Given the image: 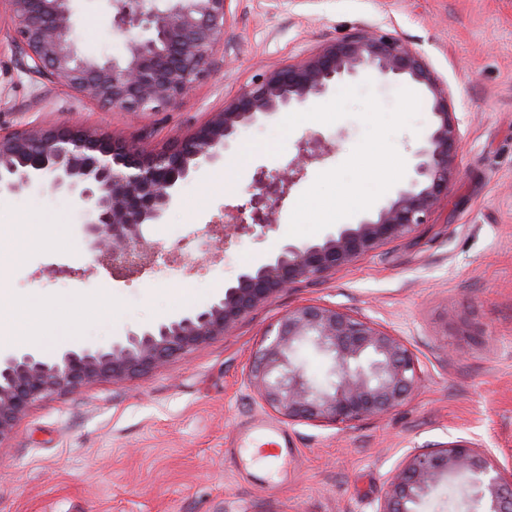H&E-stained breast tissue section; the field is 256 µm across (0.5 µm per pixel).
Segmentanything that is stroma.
I'll return each mask as SVG.
<instances>
[{
    "label": "stroma",
    "instance_id": "stroma-1",
    "mask_svg": "<svg viewBox=\"0 0 512 512\" xmlns=\"http://www.w3.org/2000/svg\"><path fill=\"white\" fill-rule=\"evenodd\" d=\"M86 56L120 55L107 0H72ZM224 35L174 105L140 113L105 109L30 72L8 7L0 8V133L74 123L157 151L223 109L265 71L304 61L357 28L407 42L448 84L459 121L458 174L447 199L410 236L346 267L297 283L246 315L224 337L145 375L100 381L34 403L0 442V512H377L392 477L417 448L467 440L512 464V0H233ZM282 114L249 128L191 177L147 235L162 249L189 243L176 274L129 277L89 269L76 198L29 187L0 195V289L14 302L54 301L69 347L106 345L128 331L203 309L246 268L289 243L291 212L318 174L342 164L364 127L354 117L305 122L282 154ZM328 144L261 239L206 243L225 207L245 204L255 173L293 158L304 138ZM42 234L28 240L27 225ZM75 269L72 277L57 267ZM326 303L371 319L417 353L421 379L403 405L343 429L279 419L248 371L268 328L288 310ZM256 416L290 435L288 476L249 470L237 428Z\"/></svg>",
    "mask_w": 512,
    "mask_h": 512
}]
</instances>
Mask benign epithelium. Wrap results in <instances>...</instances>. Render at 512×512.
<instances>
[{
    "mask_svg": "<svg viewBox=\"0 0 512 512\" xmlns=\"http://www.w3.org/2000/svg\"><path fill=\"white\" fill-rule=\"evenodd\" d=\"M33 72L98 103L130 112L179 100L223 37L232 0H112V25L133 36L120 58L81 56L72 35L70 0H5ZM362 73L420 85L433 125L415 154L411 174L373 219L317 245L287 243L269 263L240 273L224 298L127 336L108 347L66 350L54 360L34 352L0 357V441L37 400L101 379L127 380L229 332L280 291L346 266L380 244L408 236L448 196L456 174L459 127L449 111L448 85L405 41L358 29L300 64H289L244 88L189 138L145 153L76 126L0 134V194L34 183L76 197L93 258L141 274L166 258L143 234L161 219L199 158L213 159L246 126L326 93ZM319 140L282 168L254 176L247 204L224 209L237 234L272 227V216L320 159ZM309 345L330 357L334 380L310 381L298 365ZM415 352L373 321L336 305L307 303L265 333L250 382L269 408L290 421L339 426L405 403L419 379ZM465 487L482 512H512V474L483 449L457 440L418 448L389 484L377 512H416L438 487Z\"/></svg>",
    "mask_w": 512,
    "mask_h": 512,
    "instance_id": "7a95c632",
    "label": "benign epithelium"
}]
</instances>
